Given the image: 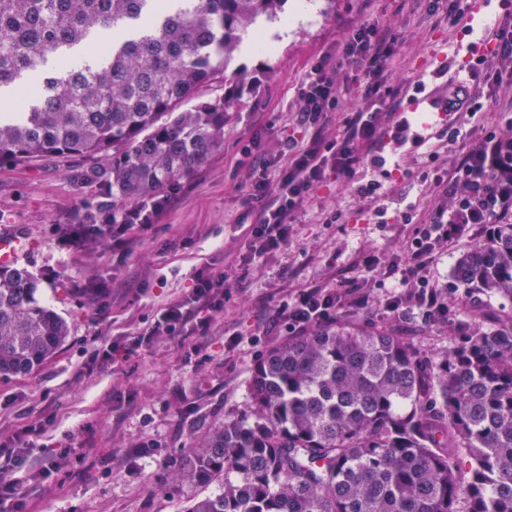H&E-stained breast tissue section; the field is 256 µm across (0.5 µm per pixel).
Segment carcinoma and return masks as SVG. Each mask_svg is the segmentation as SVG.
I'll return each mask as SVG.
<instances>
[{"label": "carcinoma", "mask_w": 512, "mask_h": 512, "mask_svg": "<svg viewBox=\"0 0 512 512\" xmlns=\"http://www.w3.org/2000/svg\"><path fill=\"white\" fill-rule=\"evenodd\" d=\"M288 0H0V163L106 161L107 197L165 196L223 143L243 37ZM224 82V96L197 100ZM101 202L85 224L112 223ZM462 288L512 300V224L474 240ZM462 339L431 358L392 325L293 334L254 364L245 416L195 438L176 476L217 490L183 512H512V312L468 306ZM68 323L24 267L0 266V376L53 357Z\"/></svg>", "instance_id": "1"}]
</instances>
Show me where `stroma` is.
<instances>
[{
	"label": "stroma",
	"instance_id": "obj_1",
	"mask_svg": "<svg viewBox=\"0 0 512 512\" xmlns=\"http://www.w3.org/2000/svg\"><path fill=\"white\" fill-rule=\"evenodd\" d=\"M316 11L281 36L280 23L261 28L274 44L267 52L243 43L236 64L256 84L235 103L224 143L189 179L183 180L146 242L129 255L104 237L91 247L63 248L62 228L77 223L101 199V183L82 179L88 163L78 156H47L25 164H0V232H13L27 246L19 263L39 280L38 297L70 324L58 353L24 376L0 380V438L11 425L48 421L46 433L27 438V462L16 469L23 508L5 504L0 512H182L202 493L197 484L175 480L183 448L224 418L243 413L255 361L288 335L278 308L306 284L339 282L363 249L390 257L408 240V224L366 223L352 192L321 198L301 214L287 245L245 274L208 329L186 345L163 339L142 346L127 359L104 362L101 351L126 343L155 322L161 307L185 295L197 271L224 269V255L244 241L246 190L238 164L244 148L272 152L284 125L295 121L297 90L306 71L342 47L346 32L365 19L379 20L399 40L390 85L408 106L406 87L426 81L439 63L449 72L462 67L466 45L445 13L429 12L427 0H314ZM512 120L503 95H488L483 109L464 122L459 137L389 153L384 170L366 178L392 184L389 210L423 214L434 196L424 173L448 166L478 140L484 123ZM437 161H429L430 150ZM337 222H330L334 211ZM107 284L105 294L85 291L87 282ZM403 335L430 356L458 342L457 331L398 325ZM65 444L67 467L50 481L34 479L43 448Z\"/></svg>",
	"mask_w": 512,
	"mask_h": 512
}]
</instances>
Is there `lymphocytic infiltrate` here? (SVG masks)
<instances>
[{
    "instance_id": "1",
    "label": "lymphocytic infiltrate",
    "mask_w": 512,
    "mask_h": 512,
    "mask_svg": "<svg viewBox=\"0 0 512 512\" xmlns=\"http://www.w3.org/2000/svg\"><path fill=\"white\" fill-rule=\"evenodd\" d=\"M396 52L395 34L367 19L349 30L343 44V58L355 64L356 74L341 72L326 55L311 66L298 89L301 135L286 136L277 155H262L247 165L244 186L248 210L256 220L248 227L243 250L225 264L223 273L200 270L190 293L169 302L147 332L132 338L131 347L162 336L188 340L205 329L207 313L223 308L230 288L238 283L239 271L260 265L285 246L299 214L329 183L375 200V208L366 211L365 217L384 219V201L392 188L375 179L359 182L356 175L365 167H382L386 146L404 143L407 116L398 111L388 86L387 66ZM467 67L471 85L452 81L441 89L446 120L439 137L455 138L461 116L480 111L474 82L492 90L504 81L512 82L511 10L495 23L483 54L471 56ZM354 84L360 89L361 102L343 110L342 89ZM432 181L436 194L423 220L414 221L407 211L394 215L395 223L414 226L402 254L385 260L367 251L349 264L343 284L321 281L300 288L283 308L290 332L301 333L340 315L372 310L399 321L418 317L427 324L448 325L459 296L456 289L434 279L431 269L470 230H478L480 238L489 241L498 225L512 222V124L482 127L477 143L450 167L435 168ZM169 204L164 196L146 206L124 208L106 230L113 247L131 251L137 243L133 230L159 223ZM376 270L395 282V291L380 294L365 285L366 275ZM45 428L42 422L27 424L0 442V503L18 494L16 482L4 479V472L22 466L26 455L22 442Z\"/></svg>"
}]
</instances>
